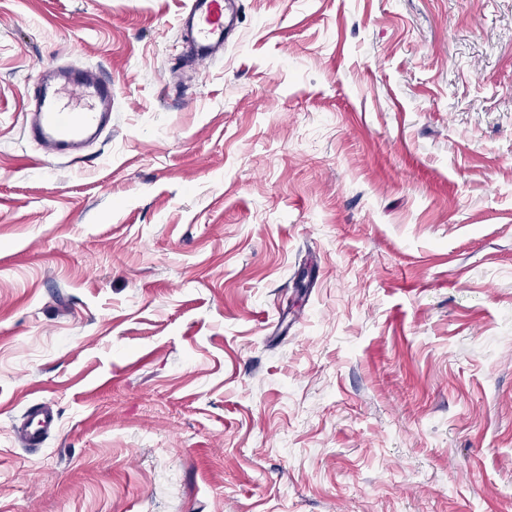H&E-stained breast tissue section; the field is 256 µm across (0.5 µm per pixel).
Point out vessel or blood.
I'll list each match as a JSON object with an SVG mask.
<instances>
[{
    "label": "vessel or blood",
    "instance_id": "b4317fda",
    "mask_svg": "<svg viewBox=\"0 0 512 512\" xmlns=\"http://www.w3.org/2000/svg\"><path fill=\"white\" fill-rule=\"evenodd\" d=\"M238 15V0H190L181 19L190 36L184 61L199 66L224 46ZM69 92L76 104L64 102ZM37 107L26 135L48 153L63 156L76 152L97 135L112 112V83L85 69L57 73L53 83L33 91ZM58 412L40 403L29 410V420L19 431L21 447L39 448L58 428Z\"/></svg>",
    "mask_w": 512,
    "mask_h": 512
}]
</instances>
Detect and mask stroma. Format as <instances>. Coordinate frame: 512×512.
I'll list each match as a JSON object with an SVG mask.
<instances>
[{"label":"stroma","instance_id":"obj_1","mask_svg":"<svg viewBox=\"0 0 512 512\" xmlns=\"http://www.w3.org/2000/svg\"><path fill=\"white\" fill-rule=\"evenodd\" d=\"M239 3L0 0V512H512V0ZM237 15V0H191L181 19L190 31L184 62L201 66L224 48V37L233 30ZM53 80L34 89L37 107L25 134L48 153L63 156L79 150L104 126L112 112V82L85 69L56 73ZM62 89L76 97L75 105L63 101ZM29 420L19 431L17 440L21 447L39 448L58 429L59 414L50 405L40 403L29 410Z\"/></svg>","mask_w":512,"mask_h":512}]
</instances>
